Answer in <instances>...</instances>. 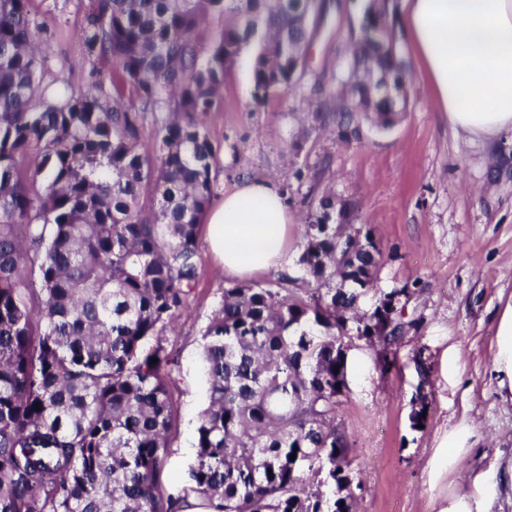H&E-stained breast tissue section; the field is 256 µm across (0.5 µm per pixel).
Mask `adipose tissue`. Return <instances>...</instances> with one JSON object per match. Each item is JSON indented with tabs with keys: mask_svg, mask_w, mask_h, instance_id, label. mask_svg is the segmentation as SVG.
I'll list each match as a JSON object with an SVG mask.
<instances>
[{
	"mask_svg": "<svg viewBox=\"0 0 512 512\" xmlns=\"http://www.w3.org/2000/svg\"><path fill=\"white\" fill-rule=\"evenodd\" d=\"M405 25L422 83L449 127L467 141L512 132V0H404ZM208 239L228 277L288 269L292 215L281 194L253 180L226 195L207 218ZM492 371L512 402V304L500 313ZM472 432L445 434L431 480L454 470L473 447ZM439 512H512V458L469 470Z\"/></svg>",
	"mask_w": 512,
	"mask_h": 512,
	"instance_id": "ef3b65f1",
	"label": "adipose tissue"
}]
</instances>
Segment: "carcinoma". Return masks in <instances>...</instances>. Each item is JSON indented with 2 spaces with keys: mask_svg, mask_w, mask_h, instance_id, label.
I'll use <instances>...</instances> for the list:
<instances>
[{
  "mask_svg": "<svg viewBox=\"0 0 512 512\" xmlns=\"http://www.w3.org/2000/svg\"><path fill=\"white\" fill-rule=\"evenodd\" d=\"M31 2L0 0V512H179L191 497L209 512H353L335 425L349 321L391 344L412 323L387 329L406 289L373 287L377 246L345 214L331 223L324 203L297 261L311 294L224 289L204 334L208 405L191 483L175 499L158 479L174 423L161 335L196 285L214 195L215 148L194 115L213 110L228 67L253 46L255 98L288 88L315 0H90L79 37L88 56L112 57L111 95L100 81L46 82L48 29ZM207 17L224 27L201 45ZM387 31L367 10L358 59L377 82L404 86ZM355 103L392 124L360 83L336 110L345 135L360 136ZM149 112L166 113L150 133ZM370 287L379 297L361 312ZM316 462L329 494L303 478Z\"/></svg>",
  "mask_w": 512,
  "mask_h": 512,
  "instance_id": "carcinoma-1",
  "label": "carcinoma"
}]
</instances>
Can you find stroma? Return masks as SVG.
Returning a JSON list of instances; mask_svg holds the SVG:
<instances>
[{"label": "stroma", "mask_w": 512, "mask_h": 512, "mask_svg": "<svg viewBox=\"0 0 512 512\" xmlns=\"http://www.w3.org/2000/svg\"><path fill=\"white\" fill-rule=\"evenodd\" d=\"M371 3L334 0L291 87L263 102L255 100L250 58L242 56L228 70L215 108L196 120L216 150L214 201L258 178L284 195L295 216L288 272L255 277L253 285L298 294L314 288L295 261L305 246L303 226L326 199L331 216L348 211L355 228L371 233L381 252L376 287L408 289L405 318L413 326L393 348L390 373L382 372L376 346L354 331L346 337L347 387L336 427L364 487L355 512H438L461 472L512 453V404L502 401L491 367L497 315L512 303V133L493 144L455 135L422 89L413 44L399 27L397 54L409 78L405 111L389 130L364 121L359 138L341 136L332 117L336 89ZM88 4L32 0L55 32V76L82 90L92 86L90 68L107 86L115 74L111 58L92 67L84 62L78 32ZM198 254L197 284L162 334L176 420L158 471L164 493L175 497L190 483L207 404L203 335L230 284L206 238H199ZM422 396L428 417L417 429L410 414ZM463 422L474 431V451L458 471L431 484L429 461L442 437Z\"/></svg>", "instance_id": "1"}]
</instances>
